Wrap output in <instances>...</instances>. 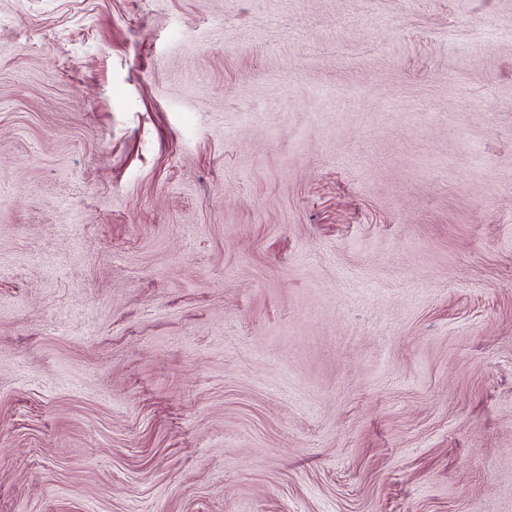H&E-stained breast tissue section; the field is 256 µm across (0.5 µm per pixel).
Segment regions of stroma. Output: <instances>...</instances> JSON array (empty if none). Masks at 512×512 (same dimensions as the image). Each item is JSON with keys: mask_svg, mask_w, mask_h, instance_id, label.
I'll return each mask as SVG.
<instances>
[{"mask_svg": "<svg viewBox=\"0 0 512 512\" xmlns=\"http://www.w3.org/2000/svg\"><path fill=\"white\" fill-rule=\"evenodd\" d=\"M0 512H512V0H0Z\"/></svg>", "mask_w": 512, "mask_h": 512, "instance_id": "obj_1", "label": "stroma"}]
</instances>
